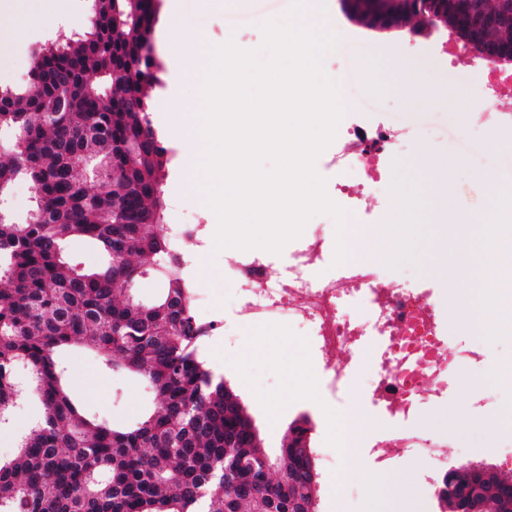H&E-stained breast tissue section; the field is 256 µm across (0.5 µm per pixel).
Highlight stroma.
<instances>
[{
	"label": "stroma",
	"mask_w": 512,
	"mask_h": 512,
	"mask_svg": "<svg viewBox=\"0 0 512 512\" xmlns=\"http://www.w3.org/2000/svg\"><path fill=\"white\" fill-rule=\"evenodd\" d=\"M157 2L160 10L154 40L165 68V85L152 92L159 107L151 120L162 132L174 126L179 115L198 109L199 95L187 81L195 44L215 46L229 38L244 49L260 48L262 23L286 14L295 5L294 0H250L244 10L214 7L205 11L198 0H181L185 29L175 34L168 26L166 0ZM326 6V21L338 38L336 52L323 59L326 73L337 75L347 59H361L356 72L370 100L365 121L396 118L421 130L419 137L394 157L392 180L370 198L364 223L387 222L396 204L394 185L416 190L418 175L410 164L416 155H428L447 171L446 186L424 204L427 223L391 226L411 258L386 267L383 277L393 288L433 287L432 303L440 314H447L454 299H472L469 268L473 258L466 252H450L449 246L466 231L467 219L476 216L485 203L486 187L480 177L487 172L512 176V147H502L496 132L474 121L473 106L484 82V70L471 56L448 57L445 30L415 35L406 29L379 32L350 19L340 0H326ZM49 10L56 15L54 24L31 30L25 40L0 48L1 85L19 86L27 80L32 51L38 45L62 34L83 32L87 26L89 0H20L16 8L0 11V30ZM381 63L389 64L394 77L402 82L403 92L377 90V66ZM168 146L173 158L164 187L165 227L191 222L216 230L212 209L181 199L184 149L173 140ZM452 212L458 215V223H449ZM188 274L195 292L204 297L201 315L225 324V336L208 341L210 362L239 394L267 453H275L289 425L305 415L310 419L312 448L335 454L336 440L348 428L347 408L352 404L373 417L377 425L373 440H384L401 428V421L389 419L372 404L369 366H362L345 386L333 391L317 371L319 354L306 331L281 323L246 328L238 324L234 318L238 291L224 274L223 253L206 249L189 257ZM451 339L460 348L481 351L483 357L460 365L455 380L448 384L447 396L425 403L413 426L441 449L444 471L482 463L510 477L512 386L500 380L496 368L501 359L512 357V334L500 331L479 337L456 328ZM63 359L70 390L89 412L116 423H130L151 406L152 397L141 382L103 369L88 350H67ZM467 379L480 385L478 395L466 393L463 382ZM400 462L415 464L411 479L404 483L398 474H390L382 482L384 489L399 487L408 502L407 512H443L444 506L429 484L432 461L413 455L401 457Z\"/></svg>",
	"instance_id": "35a3bbf8"
}]
</instances>
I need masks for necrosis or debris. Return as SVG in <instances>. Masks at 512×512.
<instances>
[{"label":"necrosis or debris","instance_id":"1","mask_svg":"<svg viewBox=\"0 0 512 512\" xmlns=\"http://www.w3.org/2000/svg\"><path fill=\"white\" fill-rule=\"evenodd\" d=\"M504 87L512 88V71L487 73L476 121L507 139L512 137V113L493 103ZM416 135L410 126L386 119L367 123L359 113H345L330 164L339 174L333 199L344 204L349 226L359 224L361 200L386 177L394 153ZM366 245L367 257L347 258L330 275L320 269L333 258L335 246L315 233L296 249L286 272L276 278L252 251L229 254L225 268L240 290L235 314L243 325L283 319L308 329L333 389L346 379L348 370L331 359V351L356 355L366 337H376L378 350L371 358L374 401L389 417L410 420L425 399L447 395L448 378L462 361L480 360L481 354L451 345L449 328L425 303L428 289L381 288L383 265L402 257L396 238L375 233ZM355 303L367 307L368 318L348 314V306Z\"/></svg>","mask_w":512,"mask_h":512}]
</instances>
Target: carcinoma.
Masks as SVG:
<instances>
[{"label": "carcinoma", "mask_w": 512, "mask_h": 512, "mask_svg": "<svg viewBox=\"0 0 512 512\" xmlns=\"http://www.w3.org/2000/svg\"><path fill=\"white\" fill-rule=\"evenodd\" d=\"M385 17L419 26L435 16L462 44L512 52V0H387ZM155 9L142 0H91L86 30L36 47L28 82L0 87V198L24 180L37 223L0 222V426L20 403L23 370L43 419L0 461V512H318L320 472L290 424L270 456L224 376L209 366L194 322L185 258L162 235L168 148L150 119L148 88L161 83ZM72 240L105 262L72 263ZM149 275L150 302L126 295ZM92 351L100 365L143 380L148 416L117 425L71 396L62 353ZM483 512H512V477L480 494L468 472L452 476Z\"/></svg>", "instance_id": "carcinoma-1"}]
</instances>
